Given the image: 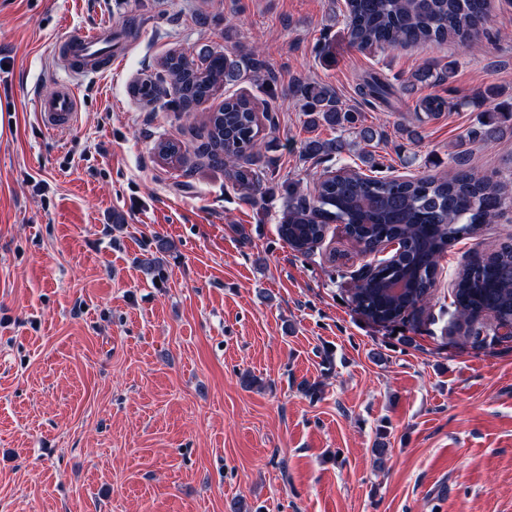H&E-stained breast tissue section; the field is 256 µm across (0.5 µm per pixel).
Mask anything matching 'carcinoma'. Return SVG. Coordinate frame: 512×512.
Listing matches in <instances>:
<instances>
[{
	"label": "carcinoma",
	"instance_id": "carcinoma-1",
	"mask_svg": "<svg viewBox=\"0 0 512 512\" xmlns=\"http://www.w3.org/2000/svg\"><path fill=\"white\" fill-rule=\"evenodd\" d=\"M350 42L362 50L407 48L421 43L454 40L473 48L487 19L488 0H346ZM204 67H194L182 53L167 55L156 77L144 78L135 93L148 106L162 102L184 110L192 102L209 98L221 87L233 86L246 74L272 81L266 62L252 50L210 52ZM454 70L446 66L434 74L423 67L412 75L416 82L433 76L445 81ZM293 92L313 126L354 128L358 113L347 108L326 85L299 77ZM358 93L368 104L384 102L392 87L375 74L362 79ZM207 141L194 149L198 159L224 166L228 180L253 199L262 193V179L254 169L259 152L251 144L260 129L252 101L229 96L224 105L208 115ZM471 137L491 144L501 137L500 119L494 115L482 122ZM156 151L162 157L184 155L181 143L164 140ZM341 141L309 139L303 156L330 158L341 154ZM454 172L445 177L428 175L414 179L369 176L343 168L339 176L321 175L311 196L288 190V216L279 233L290 248L309 251L331 224H343L365 248L392 239L403 242L399 259L382 268L378 277L350 295L355 310L367 319L405 323L417 311L421 297L435 283V269L448 245L489 224L505 205L501 186L492 177L477 173L459 159ZM407 275L409 292L392 296L386 281ZM453 330L464 336H481L483 320L494 316L512 322V243L503 242L493 251L470 259L458 273L452 289Z\"/></svg>",
	"mask_w": 512,
	"mask_h": 512
}]
</instances>
